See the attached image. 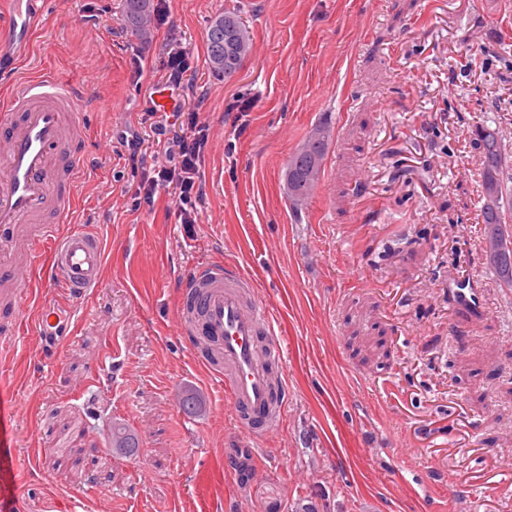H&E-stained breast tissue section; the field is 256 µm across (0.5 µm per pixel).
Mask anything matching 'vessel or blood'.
Returning <instances> with one entry per match:
<instances>
[{
    "mask_svg": "<svg viewBox=\"0 0 512 512\" xmlns=\"http://www.w3.org/2000/svg\"><path fill=\"white\" fill-rule=\"evenodd\" d=\"M43 17L44 0H14L0 23V57H26ZM85 137L80 96L51 75L24 84L0 113V252L10 248L9 231L29 225L24 251L47 256L48 277L77 299L101 287L105 259L98 235L61 229L83 174ZM32 277L31 265L0 263L1 283L23 285ZM448 294L459 308L479 312L477 283L449 278ZM182 299L197 306L188 329L209 337L217 353L199 364L223 386L238 427L250 436L278 427L287 404L284 353L273 309L255 281L237 267L209 264L187 275ZM59 321L46 305L35 328L49 342Z\"/></svg>",
    "mask_w": 512,
    "mask_h": 512,
    "instance_id": "1",
    "label": "vessel or blood"
}]
</instances>
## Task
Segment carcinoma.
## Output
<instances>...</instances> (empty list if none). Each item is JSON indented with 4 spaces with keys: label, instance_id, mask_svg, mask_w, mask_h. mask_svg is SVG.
<instances>
[{
    "label": "carcinoma",
    "instance_id": "obj_1",
    "mask_svg": "<svg viewBox=\"0 0 512 512\" xmlns=\"http://www.w3.org/2000/svg\"><path fill=\"white\" fill-rule=\"evenodd\" d=\"M122 20L130 32L143 41L151 36L152 0H124ZM235 26L238 51L231 65L239 68L251 54L252 40L237 11H226L210 23L206 36L209 69L224 74V30ZM331 130L326 124L316 126L303 146L288 159L284 179L288 200L297 208L313 193L331 142ZM474 147L479 150L480 219L483 239L491 242V266L499 283L512 288V166L499 130L485 124L475 130ZM112 448L125 457H132L139 448V439L127 427L116 423L112 427Z\"/></svg>",
    "mask_w": 512,
    "mask_h": 512
}]
</instances>
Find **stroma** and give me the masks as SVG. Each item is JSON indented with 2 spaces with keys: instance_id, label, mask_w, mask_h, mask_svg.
I'll list each match as a JSON object with an SVG mask.
<instances>
[{
  "instance_id": "stroma-1",
  "label": "stroma",
  "mask_w": 512,
  "mask_h": 512,
  "mask_svg": "<svg viewBox=\"0 0 512 512\" xmlns=\"http://www.w3.org/2000/svg\"><path fill=\"white\" fill-rule=\"evenodd\" d=\"M123 0H49L33 51L0 81L45 73L88 104V168L67 227L97 233L104 282L76 300L37 258L21 286L25 331L0 316V505L11 512H512V288L485 257L476 127L512 155V0H168L148 43ZM239 11L252 53L235 77L208 67L209 22ZM193 67L181 98L209 125L198 221L172 197L134 198L165 162L153 123L168 42ZM247 111H240V102ZM329 122L312 199L293 210L289 156ZM222 262L272 304L288 404L259 437L181 335L185 274ZM476 281L461 317L448 279ZM54 303L61 336L32 320ZM194 414L181 408L186 395ZM140 441L112 450L113 423ZM411 443L417 452L401 456Z\"/></svg>"
}]
</instances>
